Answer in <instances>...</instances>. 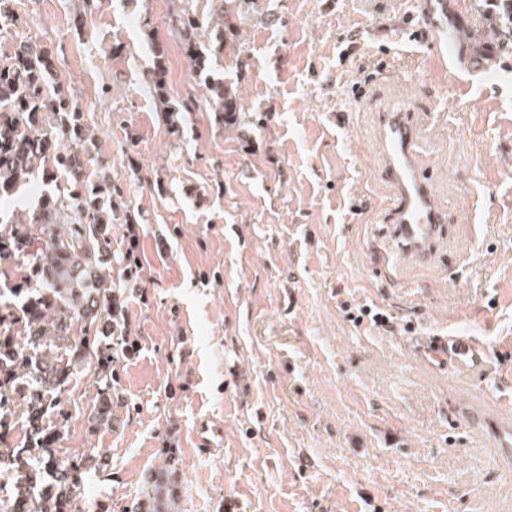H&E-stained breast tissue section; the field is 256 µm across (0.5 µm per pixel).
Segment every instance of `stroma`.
<instances>
[{
  "label": "stroma",
  "mask_w": 512,
  "mask_h": 512,
  "mask_svg": "<svg viewBox=\"0 0 512 512\" xmlns=\"http://www.w3.org/2000/svg\"><path fill=\"white\" fill-rule=\"evenodd\" d=\"M96 133L95 170L139 223L120 283L141 349L116 365L108 427L68 385L65 450L101 449L89 507L177 489L174 512H512L491 446L512 394V55L445 65L417 0H227L224 53L243 124L219 126L172 29L171 0H10ZM164 65L173 130L148 89ZM408 101L452 221L434 262L391 268L370 114ZM369 305L391 328L354 324ZM490 348L477 370L423 360L417 337ZM218 422L219 451L194 429Z\"/></svg>",
  "instance_id": "1"
}]
</instances>
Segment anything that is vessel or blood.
<instances>
[{
    "label": "vessel or blood",
    "mask_w": 512,
    "mask_h": 512,
    "mask_svg": "<svg viewBox=\"0 0 512 512\" xmlns=\"http://www.w3.org/2000/svg\"><path fill=\"white\" fill-rule=\"evenodd\" d=\"M375 131L376 152L391 189L384 213L393 226L396 246L402 257L424 261L433 251L440 225L448 221V212L419 162L421 127L405 102L392 100L378 111ZM418 351L456 372L478 369L488 356L481 339L453 333L429 337ZM496 430L494 446L499 455L512 456V410L499 412Z\"/></svg>",
    "instance_id": "1"
}]
</instances>
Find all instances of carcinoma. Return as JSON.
<instances>
[{
  "mask_svg": "<svg viewBox=\"0 0 512 512\" xmlns=\"http://www.w3.org/2000/svg\"><path fill=\"white\" fill-rule=\"evenodd\" d=\"M179 5L177 21L185 57L197 76L204 77L206 98L217 123L233 125L245 119L232 86L210 74L212 60L224 51V0L217 3L221 20L211 25L210 40L198 39L201 23L194 12ZM471 10L488 22L498 51L512 52V0H472ZM8 0H0V35L16 26ZM54 66L35 41L19 44L13 54L0 57V192L17 190L31 181L62 179L65 188L50 187L33 208L0 220V255L28 271L31 288H15L30 295L23 330L32 349L19 350L13 336L19 318L0 311V411L21 410L28 437L12 449L15 483L31 478L32 512H86L81 493L85 472L100 463L99 450L67 462L57 460L56 444L67 422L63 403L66 383L76 371L90 372L96 384L91 425L106 426L116 391L112 372V313L115 282L108 230L114 222L135 224L134 213L116 208L113 198L124 190L111 182L87 186L83 164L75 155L92 156L96 139L83 112L58 85H49ZM156 100L169 121L193 111L194 102H170L163 72L153 84ZM78 325L93 337L94 359L81 355L79 344L60 325Z\"/></svg>",
  "mask_w": 512,
  "mask_h": 512,
  "instance_id": "obj_1",
  "label": "carcinoma"
}]
</instances>
